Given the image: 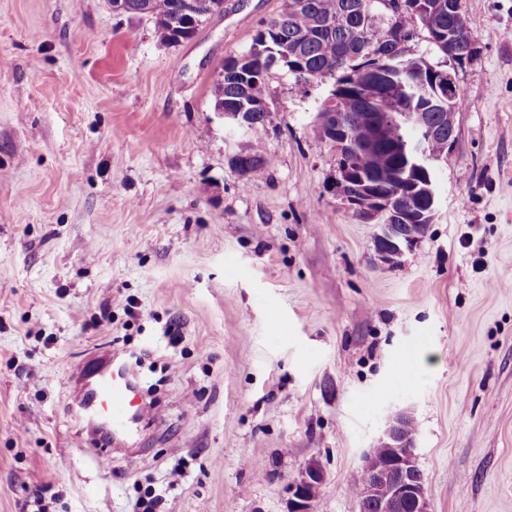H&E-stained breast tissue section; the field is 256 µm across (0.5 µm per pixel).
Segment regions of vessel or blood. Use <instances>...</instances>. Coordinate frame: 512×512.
<instances>
[{"instance_id": "1", "label": "vessel or blood", "mask_w": 512, "mask_h": 512, "mask_svg": "<svg viewBox=\"0 0 512 512\" xmlns=\"http://www.w3.org/2000/svg\"><path fill=\"white\" fill-rule=\"evenodd\" d=\"M78 380V412L84 422L113 440L129 439L133 426L144 420L147 407L125 361L118 353L105 352L81 368Z\"/></svg>"}]
</instances>
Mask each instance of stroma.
Wrapping results in <instances>:
<instances>
[{
  "instance_id": "1",
  "label": "stroma",
  "mask_w": 512,
  "mask_h": 512,
  "mask_svg": "<svg viewBox=\"0 0 512 512\" xmlns=\"http://www.w3.org/2000/svg\"><path fill=\"white\" fill-rule=\"evenodd\" d=\"M283 6L224 0L164 45L109 0H0V512H137L151 493L157 512H288L312 460L314 512H358L399 413L432 512H512V0H462L465 105L434 222L396 266L332 187V81L273 67L272 164H231L254 141L211 89ZM111 346L146 350L156 397L122 448L69 412ZM324 481L319 464L310 463L289 482L291 494L289 512H312L313 503Z\"/></svg>"
}]
</instances>
